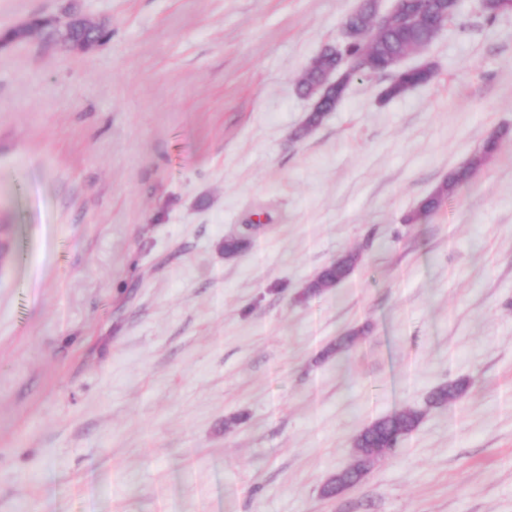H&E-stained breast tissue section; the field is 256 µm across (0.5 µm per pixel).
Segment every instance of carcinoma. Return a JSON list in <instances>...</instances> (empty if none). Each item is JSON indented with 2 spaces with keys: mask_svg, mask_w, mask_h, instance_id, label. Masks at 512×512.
<instances>
[{
  "mask_svg": "<svg viewBox=\"0 0 512 512\" xmlns=\"http://www.w3.org/2000/svg\"><path fill=\"white\" fill-rule=\"evenodd\" d=\"M480 9L484 20L491 23L497 17L512 12V0H481ZM461 10V0H448L446 5L437 0H409L391 23L379 24L375 18L373 0H364V4L343 23V27L360 34V37L344 43L339 50L325 47L315 64L305 71L298 82V91L305 97L320 85L324 70L334 69L346 74L345 82L324 91L320 105L307 116L305 128L319 125L325 113L336 109L351 81L368 72L388 77L383 88L386 99L402 97L413 88L431 82L436 74L433 62L425 60L415 68L400 69L394 67V61L427 45L434 28L443 22L459 19ZM111 36L112 32L106 28L87 25L69 30L65 41L73 43L88 38L108 40ZM497 145V138L488 139L482 151L449 174L448 179L424 198L406 221L414 222L426 217L440 208L444 201L451 199L459 184L473 177L493 156ZM356 266L357 257L353 253L325 266L310 282L309 293L318 294L340 285L352 275ZM467 388L468 382L464 380L451 381L432 390L427 402L434 407L445 405L450 400L461 398ZM421 417L422 413L413 409L379 417L362 430L357 439L358 447L394 449L416 430Z\"/></svg>",
  "mask_w": 512,
  "mask_h": 512,
  "instance_id": "cac0c4a2",
  "label": "carcinoma"
}]
</instances>
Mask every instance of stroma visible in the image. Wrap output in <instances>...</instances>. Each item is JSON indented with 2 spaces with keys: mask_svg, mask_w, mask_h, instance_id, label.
Listing matches in <instances>:
<instances>
[{
  "mask_svg": "<svg viewBox=\"0 0 512 512\" xmlns=\"http://www.w3.org/2000/svg\"><path fill=\"white\" fill-rule=\"evenodd\" d=\"M357 3L0 0V35L112 31L0 46V512H512V13L463 0L404 60L432 82L385 101L353 80L304 130L298 81ZM406 409L401 447L323 496ZM105 29H102L101 27L94 28L92 25L87 26H80L77 28H73L68 31V35L65 39H60L57 30L54 27H46L44 31H47V36L49 38V41L51 42L53 40V37L56 36L58 39L64 41V42H79L86 40L88 38H94V39H100L104 38L105 40H109L112 36V32L108 30L106 27ZM43 31V32H44ZM54 35V36H53ZM496 137L486 141L482 151L474 155L460 169L448 175V179L441 182L429 196L424 198L418 209L406 218L407 222H414L435 212L444 201L451 199L460 183L473 177L484 165L485 161L493 156L497 150ZM357 257L354 253L346 254L338 261L321 269L319 274L310 282L309 293L318 294L325 290L335 288L346 281L357 266ZM468 388V382L456 380L448 382L432 390L428 396L427 402L430 406H442L449 400L460 399ZM422 413L418 410H404L377 418L369 423L357 439V459L364 457L360 448H383L370 457L378 458L389 453L386 448H397L418 427ZM356 459V460H357Z\"/></svg>",
  "mask_w": 512,
  "mask_h": 512,
  "instance_id": "obj_1",
  "label": "stroma"
}]
</instances>
